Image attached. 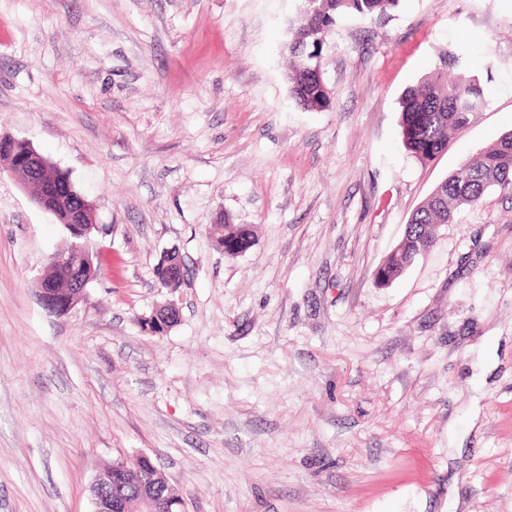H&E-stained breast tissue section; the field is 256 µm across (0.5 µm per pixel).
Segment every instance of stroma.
<instances>
[{
  "instance_id": "35a3bbf8",
  "label": "stroma",
  "mask_w": 512,
  "mask_h": 512,
  "mask_svg": "<svg viewBox=\"0 0 512 512\" xmlns=\"http://www.w3.org/2000/svg\"><path fill=\"white\" fill-rule=\"evenodd\" d=\"M295 0H0V135L68 171L100 261L66 316L35 290L66 241L0 169V512H91L150 456L185 512H512V191L386 287L412 213L512 130V0H401L289 97ZM448 51L487 105L424 163L400 98ZM250 225L229 256L218 216ZM176 252L174 291L154 269ZM176 301L179 323H145Z\"/></svg>"
}]
</instances>
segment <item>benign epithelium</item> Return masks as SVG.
<instances>
[{"label":"benign epithelium","mask_w":512,"mask_h":512,"mask_svg":"<svg viewBox=\"0 0 512 512\" xmlns=\"http://www.w3.org/2000/svg\"><path fill=\"white\" fill-rule=\"evenodd\" d=\"M18 168L27 171L21 178L24 190L43 210L55 217H66L73 241L70 251L59 250L51 257L53 264L68 263L70 253L83 248V239L97 228L96 215L93 205L86 199L80 203L71 201L73 191L70 187H61L51 198L37 196L32 191L33 182L42 178L46 170L45 159L37 152L31 150L17 159ZM161 274L167 281L168 288L174 292L184 282V266L178 255L169 253L163 261ZM91 280V270L86 266L69 263V287L59 288L53 282L39 278L36 289L43 307L53 315L69 314L82 300L85 288ZM180 320V309L175 301H169L157 308L147 321V329L154 334H163L175 326ZM143 469L153 472L151 480L138 489V503L146 506L144 512H156L158 501L168 499L161 494L163 485L169 483L166 474L159 469L151 458L141 454L131 460L121 459L112 463L107 469L99 470L90 486V496L94 506L93 512H131L126 494L123 489L127 487L131 476Z\"/></svg>","instance_id":"1"}]
</instances>
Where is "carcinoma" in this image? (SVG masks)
Returning a JSON list of instances; mask_svg holds the SVG:
<instances>
[{
	"label": "carcinoma",
	"instance_id": "obj_1",
	"mask_svg": "<svg viewBox=\"0 0 512 512\" xmlns=\"http://www.w3.org/2000/svg\"><path fill=\"white\" fill-rule=\"evenodd\" d=\"M399 0H298L296 20L283 45L290 60L289 93L305 110L331 105L319 54L326 36L344 16L381 17ZM487 105L486 91L462 55L447 52L439 63L409 87L400 102V128L405 148L428 162L443 152L449 133L467 126ZM512 190V131L439 183L413 213L404 241L381 265L379 284L387 285L430 248L433 232L456 221L466 206L478 204L494 189Z\"/></svg>",
	"mask_w": 512,
	"mask_h": 512
}]
</instances>
